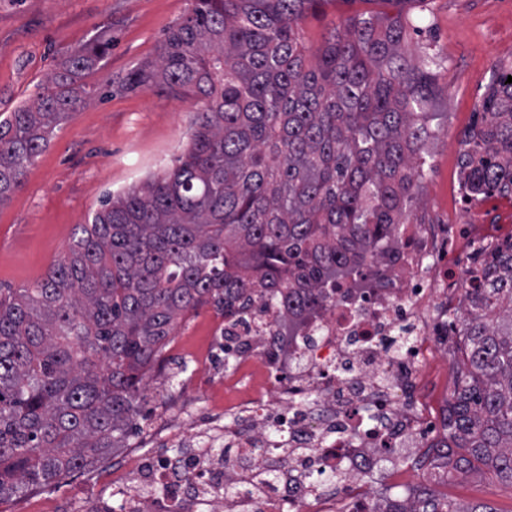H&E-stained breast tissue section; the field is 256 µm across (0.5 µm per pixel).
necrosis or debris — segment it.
Returning a JSON list of instances; mask_svg holds the SVG:
<instances>
[{"mask_svg": "<svg viewBox=\"0 0 512 512\" xmlns=\"http://www.w3.org/2000/svg\"><path fill=\"white\" fill-rule=\"evenodd\" d=\"M509 243L489 223L401 224L293 336L259 298L243 323H215L238 359L223 418L167 430L189 443L174 457L129 449L113 495L126 512H381L363 478L376 455L432 446L417 387L463 282Z\"/></svg>", "mask_w": 512, "mask_h": 512, "instance_id": "1", "label": "necrosis or debris"}]
</instances>
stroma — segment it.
Masks as SVG:
<instances>
[{
    "mask_svg": "<svg viewBox=\"0 0 512 512\" xmlns=\"http://www.w3.org/2000/svg\"><path fill=\"white\" fill-rule=\"evenodd\" d=\"M191 0H0V112L29 101L37 83L80 44L110 35L112 48L87 86L112 80V95L90 94L80 112L57 130L28 168L23 184L0 205V288H23L42 281L69 247L82 224L91 221L107 194L163 172L187 142L194 108L189 99L157 86L130 90L128 74L155 58L166 32L179 24ZM374 11L421 18L411 34L412 54L442 58L428 102L434 133L424 156L429 169L410 212L418 221L455 216L459 208L460 156L465 134L478 119L494 64L512 66V0H327L307 13L299 37L315 52L325 36L348 16ZM219 314L209 305L181 317L160 357L142 382L132 430L104 466L73 472L48 486L0 502V512H88L109 495V467L120 466L125 451L143 442L160 423H185L183 409L211 418V401L224 393L223 358H216L208 388L196 384L195 352L208 343L207 328ZM457 347L435 355L419 389L433 415H440L454 387ZM430 449L403 451L380 462L368 488L377 496L397 486L434 491L463 504H487L512 512V482L482 467L467 476L441 478L430 465Z\"/></svg>",
    "mask_w": 512,
    "mask_h": 512,
    "instance_id": "stroma-1",
    "label": "stroma"
}]
</instances>
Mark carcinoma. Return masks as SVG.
Returning <instances> with one entry per match:
<instances>
[{
  "mask_svg": "<svg viewBox=\"0 0 512 512\" xmlns=\"http://www.w3.org/2000/svg\"><path fill=\"white\" fill-rule=\"evenodd\" d=\"M324 0H192L126 84L197 106L161 175L109 194L31 288L0 291V500L85 469L126 439L145 370L179 316L227 318L254 291L286 318L328 301L346 269L408 223L423 178L434 59L406 50L402 13L347 17L308 62L299 24ZM112 38L73 50L28 105L0 113V204L80 111ZM461 156L474 197L512 193V83L496 73ZM463 367L437 468L512 482V244L472 282ZM384 512H494L428 491Z\"/></svg>",
  "mask_w": 512,
  "mask_h": 512,
  "instance_id": "cac0c4a2",
  "label": "carcinoma"
}]
</instances>
